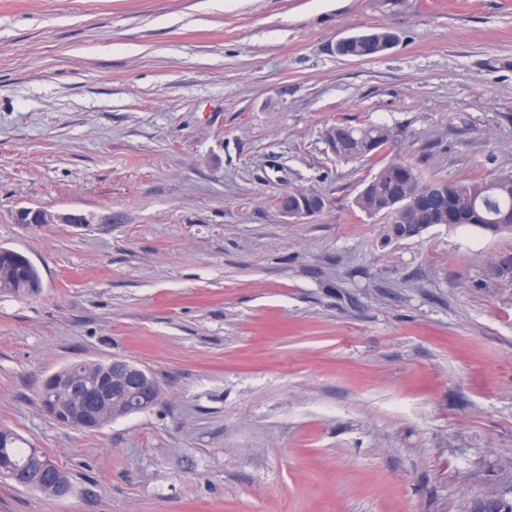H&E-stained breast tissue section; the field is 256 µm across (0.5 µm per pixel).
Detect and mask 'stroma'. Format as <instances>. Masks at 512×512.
I'll return each instance as SVG.
<instances>
[{"label":"stroma","mask_w":512,"mask_h":512,"mask_svg":"<svg viewBox=\"0 0 512 512\" xmlns=\"http://www.w3.org/2000/svg\"><path fill=\"white\" fill-rule=\"evenodd\" d=\"M386 27L377 57L330 50ZM368 121L426 176L512 172V0H0V245L44 282L0 296V426L72 484L0 478V512L512 501V286L485 268L512 241H385L322 141ZM309 189L329 203L304 222L270 204ZM114 357L153 408L96 433L46 414L49 375ZM44 456L45 457H41L40 486L44 488V485L42 483L43 481L45 484H50L53 479V473L55 472V491L65 492V495L69 494L72 490V485L67 474L64 471H62L49 457H47L45 454ZM46 457L53 462V464L55 465L54 469L53 464L50 461H48Z\"/></svg>","instance_id":"obj_1"}]
</instances>
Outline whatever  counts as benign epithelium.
Returning a JSON list of instances; mask_svg holds the SVG:
<instances>
[{
  "label": "benign epithelium",
  "instance_id": "7a95c632",
  "mask_svg": "<svg viewBox=\"0 0 512 512\" xmlns=\"http://www.w3.org/2000/svg\"><path fill=\"white\" fill-rule=\"evenodd\" d=\"M375 30L369 29L342 37L332 46L334 54L351 60L360 56L345 54L343 50L352 42H370L374 39ZM422 202L421 197L415 196L388 211L399 238L418 236L422 230L407 223V216L412 208ZM322 207L298 208L283 206L278 209L280 217L287 223H298L313 216ZM59 219V216L49 213L42 208L21 207L16 212V220L20 224H48ZM122 396L126 399L131 410L139 411L151 403L152 377L150 373L124 358H112L102 364L101 372L96 382L87 384L79 394L69 390L61 396L54 395L43 404L45 412L61 425L88 429L98 422L103 411L108 407L111 395ZM78 396V402L72 403L71 398Z\"/></svg>",
  "mask_w": 512,
  "mask_h": 512
}]
</instances>
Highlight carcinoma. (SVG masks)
<instances>
[{
  "instance_id": "carcinoma-1",
  "label": "carcinoma",
  "mask_w": 512,
  "mask_h": 512,
  "mask_svg": "<svg viewBox=\"0 0 512 512\" xmlns=\"http://www.w3.org/2000/svg\"><path fill=\"white\" fill-rule=\"evenodd\" d=\"M323 142L338 161L359 162L372 170L362 182L365 191L354 197L353 207L371 217L372 210H384L389 204L407 200L415 195H423L439 183L428 180L418 165L400 159L387 149L395 139L394 132L382 124L370 123L365 126H352L336 123L326 127L322 134ZM493 183L512 185V174L481 175L470 179L451 181L445 195L432 197L430 205L414 213L411 223L428 227L440 223L439 217L454 213L458 217L457 226L480 228L506 210L512 211V195H490L484 188ZM317 191H291L278 195L274 206L286 202L290 205L309 203L318 197ZM7 257H0V296H35L43 288V280L37 267H19L11 273L3 271ZM0 447L4 448L3 458L12 463L15 469L27 475L32 490H39L37 466L32 461L30 449L19 444V436L11 429L0 427ZM41 491V490H39ZM46 497L54 494L41 491Z\"/></svg>"
}]
</instances>
